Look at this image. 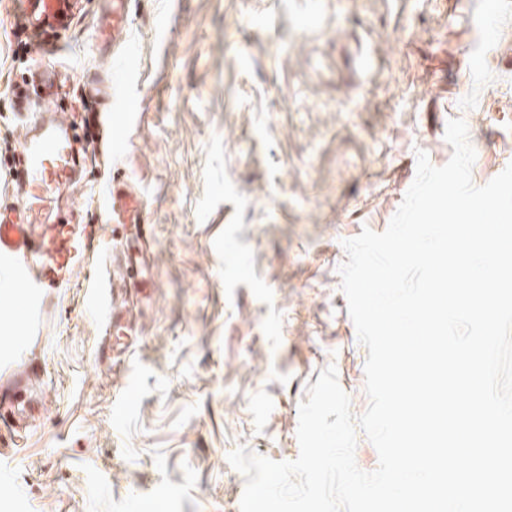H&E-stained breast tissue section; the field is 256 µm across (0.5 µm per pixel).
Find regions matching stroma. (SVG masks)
Segmentation results:
<instances>
[{
	"mask_svg": "<svg viewBox=\"0 0 512 512\" xmlns=\"http://www.w3.org/2000/svg\"><path fill=\"white\" fill-rule=\"evenodd\" d=\"M81 0L56 47L15 57L0 0V103L55 76L96 105L81 222L36 317L0 301V512H240L238 446L300 453L299 405L335 366L354 414L367 349L343 241L386 230L417 151L450 159L463 118L482 186L512 163V0ZM143 224H114L112 187ZM111 272L113 315L89 279Z\"/></svg>",
	"mask_w": 512,
	"mask_h": 512,
	"instance_id": "obj_1",
	"label": "stroma"
}]
</instances>
